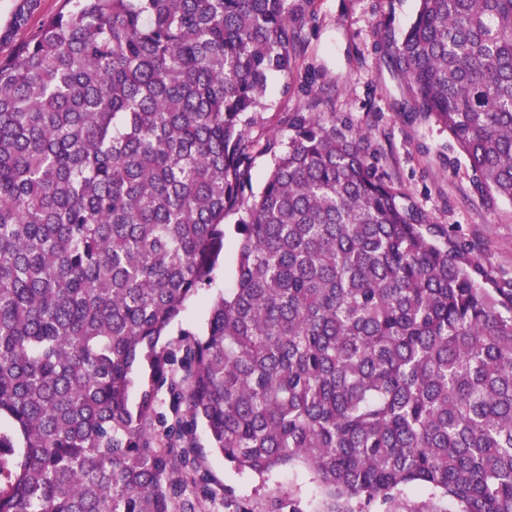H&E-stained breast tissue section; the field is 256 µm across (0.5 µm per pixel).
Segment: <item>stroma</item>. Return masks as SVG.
<instances>
[{"label":"stroma","instance_id":"stroma-1","mask_svg":"<svg viewBox=\"0 0 512 512\" xmlns=\"http://www.w3.org/2000/svg\"><path fill=\"white\" fill-rule=\"evenodd\" d=\"M419 0H311L315 20L300 52L301 69L314 71L312 93L283 95V76L270 78L265 98L269 129L283 134L281 113L303 112L319 98L322 112L347 118L366 130L386 180L427 223L443 224L453 240L475 246L495 279H512V202L477 189L469 162L447 130L433 120L406 117L407 93L381 64V33L401 40ZM213 476L229 496L254 512H271L274 501L300 500L304 512H327L330 501L311 471L287 465L265 477L239 471L222 457H207Z\"/></svg>","mask_w":512,"mask_h":512}]
</instances>
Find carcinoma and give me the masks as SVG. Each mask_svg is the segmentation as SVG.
Segmentation results:
<instances>
[{
  "label": "carcinoma",
  "mask_w": 512,
  "mask_h": 512,
  "mask_svg": "<svg viewBox=\"0 0 512 512\" xmlns=\"http://www.w3.org/2000/svg\"><path fill=\"white\" fill-rule=\"evenodd\" d=\"M66 2L0 60V512H253L206 447L304 464L327 512H397L411 485L512 512V280L319 99L266 131L303 6ZM376 49L403 112L512 201V0H419ZM229 236L235 288L160 343Z\"/></svg>",
  "instance_id": "carcinoma-1"
}]
</instances>
